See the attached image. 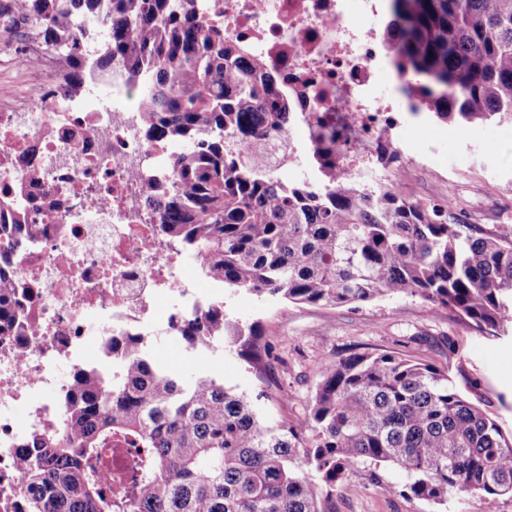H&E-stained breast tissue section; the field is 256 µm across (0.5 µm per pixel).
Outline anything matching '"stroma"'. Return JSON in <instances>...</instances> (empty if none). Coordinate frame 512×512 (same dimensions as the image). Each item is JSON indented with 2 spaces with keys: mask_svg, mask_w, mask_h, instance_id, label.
Wrapping results in <instances>:
<instances>
[{
  "mask_svg": "<svg viewBox=\"0 0 512 512\" xmlns=\"http://www.w3.org/2000/svg\"><path fill=\"white\" fill-rule=\"evenodd\" d=\"M45 53L34 30L0 33V95H17L39 103L43 90L33 81H6V73L23 66L22 52ZM411 161L400 162L401 178L416 201L447 204L484 229L512 225V125L465 126L432 121L407 126ZM229 304L235 320L260 322L272 347L267 376L277 399L262 402L271 418L301 419L320 379L318 364L328 356L392 353L448 367L466 395L506 433H512V337L491 340L473 331L454 312L427 307L415 297L397 296L360 305L326 308L285 303L265 295L239 294ZM152 356L188 377L213 364L226 386L253 393L260 381L235 353L216 347L193 352L170 344L165 335L149 342ZM402 471L360 465L332 492L335 512H435L432 504L390 496L383 483L400 484Z\"/></svg>",
  "mask_w": 512,
  "mask_h": 512,
  "instance_id": "1",
  "label": "stroma"
}]
</instances>
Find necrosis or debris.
Returning a JSON list of instances; mask_svg holds the SVG:
<instances>
[{"label": "necrosis or debris", "instance_id": "necrosis-or-debris-1", "mask_svg": "<svg viewBox=\"0 0 512 512\" xmlns=\"http://www.w3.org/2000/svg\"><path fill=\"white\" fill-rule=\"evenodd\" d=\"M385 0H221L210 17L224 40L246 48L268 71L288 75L296 100L287 129L259 136L252 155L279 173L325 186L315 151L316 120L336 132V169L364 187L391 181L383 152L405 148L397 113L407 83L392 75L388 94L376 78L388 69L381 32ZM47 96L43 105L0 100V197L26 188L36 240L11 256L16 312L32 329L0 336V512H21L24 479L17 447L57 425L79 369L107 371L113 335H172L178 319L222 296L197 269H185L177 242L163 238L142 204V176L163 167L167 150L140 131L134 92L112 83L111 104L88 109L101 85L60 111L61 74L43 58L30 63ZM28 153L30 166L14 159Z\"/></svg>", "mask_w": 512, "mask_h": 512}]
</instances>
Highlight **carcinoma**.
Here are the masks:
<instances>
[{"label":"carcinoma","instance_id":"cac0c4a2","mask_svg":"<svg viewBox=\"0 0 512 512\" xmlns=\"http://www.w3.org/2000/svg\"><path fill=\"white\" fill-rule=\"evenodd\" d=\"M220 0H0V28L28 24L63 61L59 98L118 76L144 91L148 137L183 142L166 188L149 177L144 205L202 274L233 294L342 307L406 295L444 307L488 339L512 333V225L483 230L405 187L374 191L336 174V138L318 133L332 179L289 184L238 147L288 125L293 103L271 72L207 25ZM107 38L86 54L90 23ZM384 37L408 76L412 108L443 122L512 123V0H389ZM0 206V331L16 332L4 257L37 236L19 206ZM191 351L216 342L263 373L271 347L257 322L227 306L177 323ZM119 372L78 379L69 412L32 436L18 464L25 512H333L336 482L359 465L403 470L383 484L438 506L512 497V434L461 390L448 370L392 354L325 358L302 420L274 422L269 398L224 385L212 366L192 379L170 372L148 343H123ZM136 439L139 479L96 477L103 448Z\"/></svg>","mask_w":512,"mask_h":512}]
</instances>
